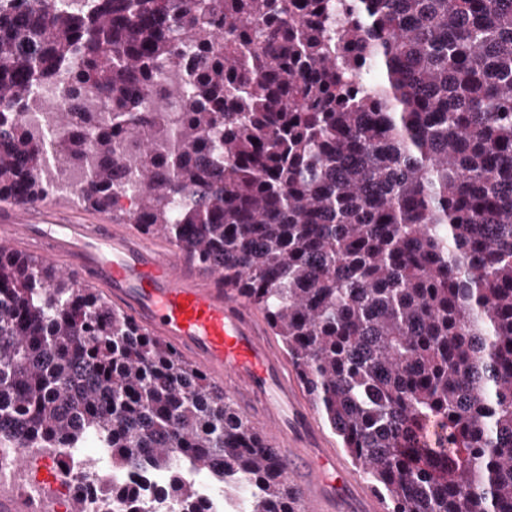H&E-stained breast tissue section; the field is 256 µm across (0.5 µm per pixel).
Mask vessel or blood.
<instances>
[{"label":"vessel or blood","mask_w":512,"mask_h":512,"mask_svg":"<svg viewBox=\"0 0 512 512\" xmlns=\"http://www.w3.org/2000/svg\"><path fill=\"white\" fill-rule=\"evenodd\" d=\"M0 246L37 250L84 287L171 344L240 400L263 441L290 462L288 479L303 512H384L380 497L343 468L319 433L298 438L291 424L314 423V409L287 357L246 299L222 273L201 270L173 246L129 224H88L54 207H0ZM0 512H43L41 503L0 495Z\"/></svg>","instance_id":"obj_1"}]
</instances>
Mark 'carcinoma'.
<instances>
[{"instance_id": "obj_1", "label": "carcinoma", "mask_w": 512, "mask_h": 512, "mask_svg": "<svg viewBox=\"0 0 512 512\" xmlns=\"http://www.w3.org/2000/svg\"><path fill=\"white\" fill-rule=\"evenodd\" d=\"M40 79L78 95L44 103L53 157L24 120ZM49 196L222 272L389 512H512V0H0V201ZM90 440L189 512L179 464L224 512H300L223 388L0 247V443ZM204 508L210 512L224 511V492L209 477L195 478Z\"/></svg>"}]
</instances>
